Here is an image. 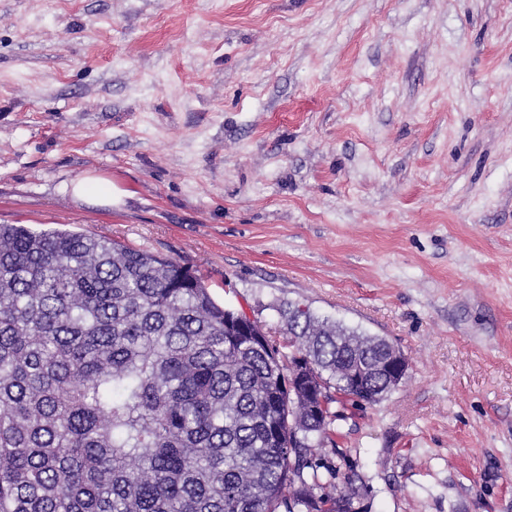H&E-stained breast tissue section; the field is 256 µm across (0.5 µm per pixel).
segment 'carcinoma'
Listing matches in <instances>:
<instances>
[{
  "label": "carcinoma",
  "mask_w": 512,
  "mask_h": 512,
  "mask_svg": "<svg viewBox=\"0 0 512 512\" xmlns=\"http://www.w3.org/2000/svg\"><path fill=\"white\" fill-rule=\"evenodd\" d=\"M234 331L194 266L0 224V512H341L367 491L316 456L393 391L388 339L280 309ZM301 357L325 391L288 393Z\"/></svg>",
  "instance_id": "1"
}]
</instances>
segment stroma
Returning <instances> with one entry per match:
<instances>
[{
    "mask_svg": "<svg viewBox=\"0 0 512 512\" xmlns=\"http://www.w3.org/2000/svg\"><path fill=\"white\" fill-rule=\"evenodd\" d=\"M0 224L386 337L407 378L322 459L369 512H512V0H0ZM73 198L94 207L110 208L121 201L124 191L101 174L89 173L72 180L65 186Z\"/></svg>",
    "mask_w": 512,
    "mask_h": 512,
    "instance_id": "stroma-1",
    "label": "stroma"
}]
</instances>
